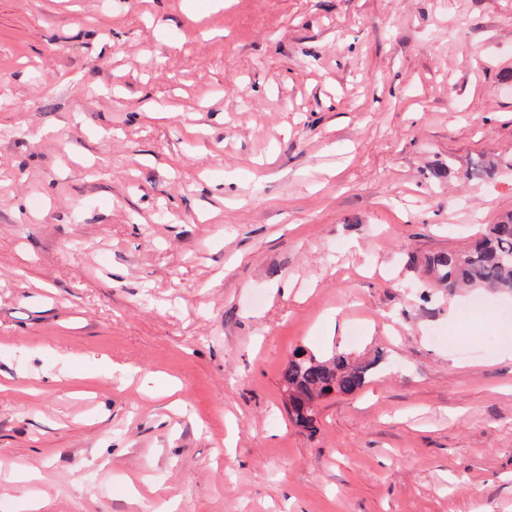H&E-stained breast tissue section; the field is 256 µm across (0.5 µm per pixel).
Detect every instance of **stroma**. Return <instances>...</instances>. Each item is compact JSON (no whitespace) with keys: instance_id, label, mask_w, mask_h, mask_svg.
<instances>
[{"instance_id":"35a3bbf8","label":"stroma","mask_w":512,"mask_h":512,"mask_svg":"<svg viewBox=\"0 0 512 512\" xmlns=\"http://www.w3.org/2000/svg\"><path fill=\"white\" fill-rule=\"evenodd\" d=\"M512 0H0V512H512ZM377 367L288 420L292 353ZM413 263L423 267L435 288H448V294L479 288L512 295V212L488 224L466 248L430 253Z\"/></svg>"}]
</instances>
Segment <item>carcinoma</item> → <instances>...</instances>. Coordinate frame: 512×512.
<instances>
[{"label":"carcinoma","instance_id":"cac0c4a2","mask_svg":"<svg viewBox=\"0 0 512 512\" xmlns=\"http://www.w3.org/2000/svg\"><path fill=\"white\" fill-rule=\"evenodd\" d=\"M413 263L423 267L436 288L454 294L464 288L512 295V212L495 223L462 250L430 253ZM371 365H356L348 355L329 357L293 353L282 373L288 394V416L297 425L316 431L319 402L332 395H354L366 384Z\"/></svg>","mask_w":512,"mask_h":512}]
</instances>
